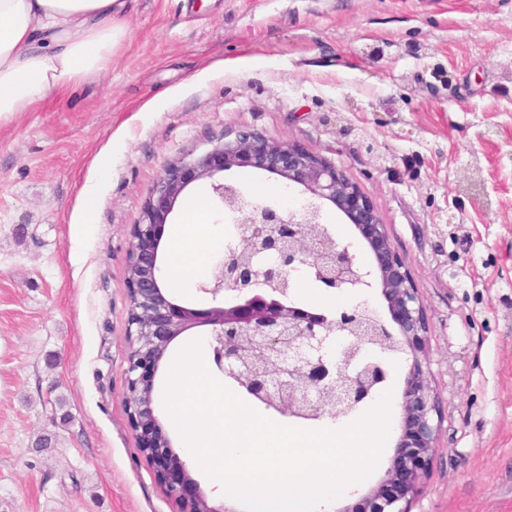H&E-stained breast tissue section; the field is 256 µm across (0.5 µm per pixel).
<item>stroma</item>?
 I'll return each instance as SVG.
<instances>
[{"label": "stroma", "instance_id": "1", "mask_svg": "<svg viewBox=\"0 0 512 512\" xmlns=\"http://www.w3.org/2000/svg\"><path fill=\"white\" fill-rule=\"evenodd\" d=\"M119 21L105 72L0 125V512H176L122 401L130 232L168 167L246 131L342 169L413 275L443 423L411 512H512V0H128ZM293 298L360 301L307 278Z\"/></svg>", "mask_w": 512, "mask_h": 512}]
</instances>
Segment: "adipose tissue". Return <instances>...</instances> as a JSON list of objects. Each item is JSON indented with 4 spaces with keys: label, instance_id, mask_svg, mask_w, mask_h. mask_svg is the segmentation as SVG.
Here are the masks:
<instances>
[{
    "label": "adipose tissue",
    "instance_id": "adipose-tissue-1",
    "mask_svg": "<svg viewBox=\"0 0 512 512\" xmlns=\"http://www.w3.org/2000/svg\"><path fill=\"white\" fill-rule=\"evenodd\" d=\"M125 0H0V124L31 111L55 92L105 70L127 33L118 22ZM206 191L189 197L169 230L171 280L196 278L206 241L196 232Z\"/></svg>",
    "mask_w": 512,
    "mask_h": 512
}]
</instances>
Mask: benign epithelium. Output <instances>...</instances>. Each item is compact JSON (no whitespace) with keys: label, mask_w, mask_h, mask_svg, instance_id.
<instances>
[{"label":"benign epithelium","mask_w":512,"mask_h":512,"mask_svg":"<svg viewBox=\"0 0 512 512\" xmlns=\"http://www.w3.org/2000/svg\"><path fill=\"white\" fill-rule=\"evenodd\" d=\"M250 168L299 196L290 210L256 205L219 174ZM207 181L230 224L209 277L198 286L211 306L179 305L164 288L160 254L169 216L187 187ZM341 213L353 242H339L323 223ZM352 294L380 291L384 308L367 303L331 314L297 304L296 276ZM129 300L123 403L136 447L178 512H237L210 505L173 450L156 414L157 373L172 342L207 328L213 363L255 401L295 421L342 422L387 386L384 355L403 359L400 433L378 482L331 512H411L436 455L441 420L431 385L427 315L410 269L393 247L372 203L345 173L304 148L245 132L168 169L133 225L126 267Z\"/></svg>","instance_id":"1"}]
</instances>
